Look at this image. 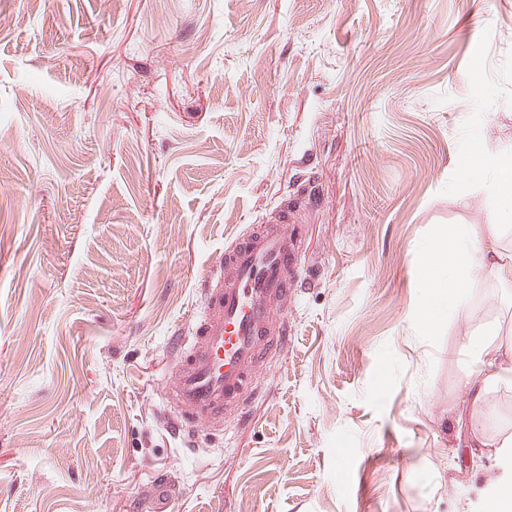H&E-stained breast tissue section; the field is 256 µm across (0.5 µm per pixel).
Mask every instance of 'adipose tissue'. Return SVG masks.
Segmentation results:
<instances>
[{"label":"adipose tissue","mask_w":512,"mask_h":512,"mask_svg":"<svg viewBox=\"0 0 512 512\" xmlns=\"http://www.w3.org/2000/svg\"><path fill=\"white\" fill-rule=\"evenodd\" d=\"M466 171L485 176L502 204L512 209V148L492 153L483 142H474ZM502 230L499 224H458L449 228L452 257L448 262L447 285L437 288L432 279H425V286L433 290V299L423 313L424 321H432L445 308L456 316H467L471 301L497 280L504 269H512V251L499 242ZM463 347L469 360L464 384L471 406L476 415L493 418L495 411L487 396L497 389H512V345H503L499 326L490 325L480 333L466 336Z\"/></svg>","instance_id":"ef3b65f1"}]
</instances>
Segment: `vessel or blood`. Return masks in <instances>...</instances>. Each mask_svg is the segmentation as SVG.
Segmentation results:
<instances>
[{"label":"vessel or blood","mask_w":512,"mask_h":512,"mask_svg":"<svg viewBox=\"0 0 512 512\" xmlns=\"http://www.w3.org/2000/svg\"><path fill=\"white\" fill-rule=\"evenodd\" d=\"M292 240L269 226L224 252L231 280L213 288L193 349L176 364L173 389L190 416H170V424L192 428L223 424L224 411L240 398L249 369L268 331L270 305L287 297V273L296 266Z\"/></svg>","instance_id":"vessel-or-blood-1"}]
</instances>
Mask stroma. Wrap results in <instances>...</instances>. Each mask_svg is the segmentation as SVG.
Instances as JSON below:
<instances>
[{
    "label": "stroma",
    "mask_w": 512,
    "mask_h": 512,
    "mask_svg": "<svg viewBox=\"0 0 512 512\" xmlns=\"http://www.w3.org/2000/svg\"><path fill=\"white\" fill-rule=\"evenodd\" d=\"M512 0H0V512H486L461 344L512 273L421 318L440 236L512 217ZM294 240L271 344L186 436L172 335L220 260ZM466 175H482L501 203L512 212V147L490 154L482 141L473 143L465 170Z\"/></svg>",
    "instance_id": "35a3bbf8"
}]
</instances>
